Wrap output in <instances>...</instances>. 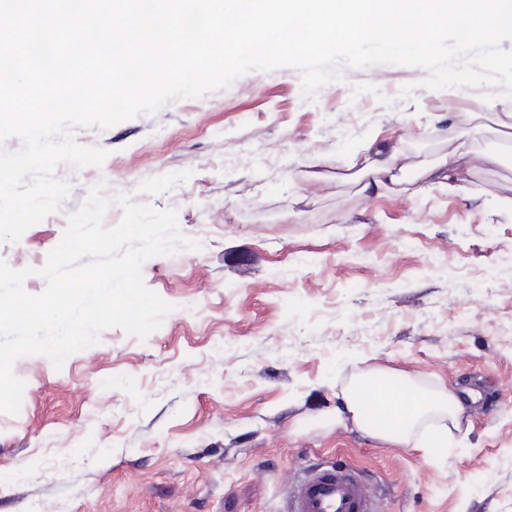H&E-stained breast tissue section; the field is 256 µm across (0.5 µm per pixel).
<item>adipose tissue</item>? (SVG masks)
I'll return each mask as SVG.
<instances>
[{
  "instance_id": "1",
  "label": "adipose tissue",
  "mask_w": 512,
  "mask_h": 512,
  "mask_svg": "<svg viewBox=\"0 0 512 512\" xmlns=\"http://www.w3.org/2000/svg\"><path fill=\"white\" fill-rule=\"evenodd\" d=\"M492 165L502 162L495 151L477 150L459 145L452 158L414 167L409 154L384 144L369 143L364 149L361 171L364 181L361 195L379 192L387 184L397 183L400 173L416 168L418 179L432 185L451 186L466 181L476 170L477 161ZM371 399L377 414L369 420L364 411V399ZM344 405L353 421L370 435L382 440L410 445L417 429H424L429 438L447 443L453 429L458 428L464 408L452 391H425L408 379L386 372H370L359 376L347 389Z\"/></svg>"
}]
</instances>
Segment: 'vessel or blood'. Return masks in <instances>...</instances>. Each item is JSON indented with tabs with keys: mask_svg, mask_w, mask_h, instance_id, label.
<instances>
[{
	"mask_svg": "<svg viewBox=\"0 0 512 512\" xmlns=\"http://www.w3.org/2000/svg\"><path fill=\"white\" fill-rule=\"evenodd\" d=\"M286 512H376L371 488L344 465H310L287 495Z\"/></svg>",
	"mask_w": 512,
	"mask_h": 512,
	"instance_id": "obj_1",
	"label": "vessel or blood"
}]
</instances>
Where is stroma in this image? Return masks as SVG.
I'll list each match as a JSON object with an SVG mask.
<instances>
[{"label": "stroma", "instance_id": "35a3bbf8", "mask_svg": "<svg viewBox=\"0 0 512 512\" xmlns=\"http://www.w3.org/2000/svg\"><path fill=\"white\" fill-rule=\"evenodd\" d=\"M302 93L292 67L169 102L76 141L100 166L54 170L60 209L0 242L43 267L69 216L105 182L175 209L194 249L144 262L171 304L146 339L111 327L55 365L16 360L18 414L0 413V512H284L303 468L339 462L379 512H512V145L490 128L494 85L424 87L427 69L341 66ZM377 141L432 161L458 145L500 152L451 192L419 182L365 197L354 154ZM319 162L324 177L308 172ZM382 369L479 392L447 448L403 447L336 421L343 392Z\"/></svg>", "mask_w": 512, "mask_h": 512}]
</instances>
